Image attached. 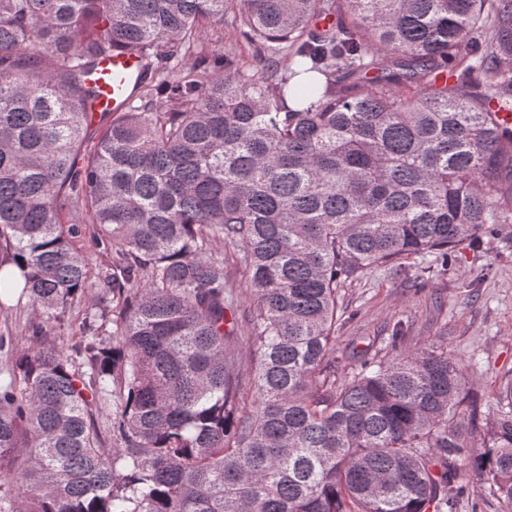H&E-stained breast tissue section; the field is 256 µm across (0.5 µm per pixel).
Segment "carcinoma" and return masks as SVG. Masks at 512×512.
Returning a JSON list of instances; mask_svg holds the SVG:
<instances>
[{
  "instance_id": "cac0c4a2",
  "label": "carcinoma",
  "mask_w": 512,
  "mask_h": 512,
  "mask_svg": "<svg viewBox=\"0 0 512 512\" xmlns=\"http://www.w3.org/2000/svg\"><path fill=\"white\" fill-rule=\"evenodd\" d=\"M230 9L252 74L200 43ZM503 113L512 0H0V293L42 316L0 336V512H428L463 468L512 505V413L476 444L447 350L336 352L346 282L512 223ZM93 291L112 341L89 312L62 350ZM139 73L137 61L130 55H114L112 59L100 63L90 76V84L98 97V109L105 111L112 108V111H116L126 99L125 89L116 81V77L121 74L127 80L139 76ZM87 306V299L74 302L71 307L66 309L64 316L61 317V321L54 324L52 329L54 335H51V338L55 340L59 348H64L68 340L75 336L78 322Z\"/></svg>"
}]
</instances>
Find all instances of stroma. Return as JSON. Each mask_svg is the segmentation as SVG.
Masks as SVG:
<instances>
[{
    "label": "stroma",
    "mask_w": 512,
    "mask_h": 512,
    "mask_svg": "<svg viewBox=\"0 0 512 512\" xmlns=\"http://www.w3.org/2000/svg\"><path fill=\"white\" fill-rule=\"evenodd\" d=\"M405 267L399 276L371 270L344 285L346 317L336 329V347L382 357L397 331L406 348L444 345L465 370L478 405V432L486 434L504 410L499 387L512 378V223L488 225L480 246L460 244L447 266L415 257ZM37 316L28 299L4 300L0 335L13 336L16 350H36L39 343L25 328ZM460 481L469 491L450 512H512L472 471L462 470Z\"/></svg>",
    "instance_id": "stroma-1"
}]
</instances>
